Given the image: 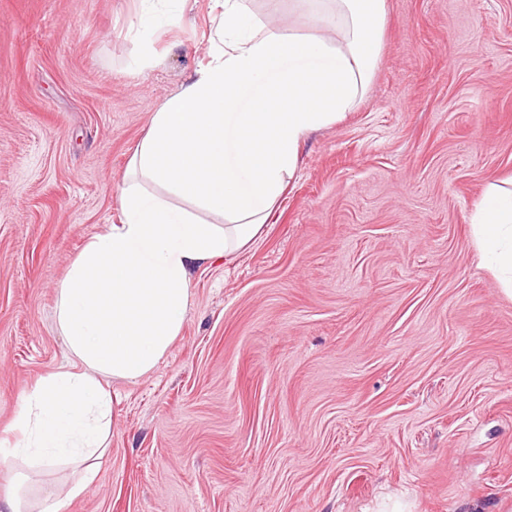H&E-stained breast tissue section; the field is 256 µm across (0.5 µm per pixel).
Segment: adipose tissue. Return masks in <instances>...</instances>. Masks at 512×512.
Listing matches in <instances>:
<instances>
[{"instance_id":"ef3b65f1","label":"adipose tissue","mask_w":512,"mask_h":512,"mask_svg":"<svg viewBox=\"0 0 512 512\" xmlns=\"http://www.w3.org/2000/svg\"><path fill=\"white\" fill-rule=\"evenodd\" d=\"M142 0L137 68L159 62L153 35L171 20ZM220 42L166 98L136 145L119 223L94 235L57 290L71 367L42 377L0 442L9 488L0 512H64L108 453V379L154 371L183 329L194 270L244 248L294 178L305 139L341 121L369 82L385 0H295L313 34L220 0ZM481 252L512 295V190L488 186L475 216Z\"/></svg>"}]
</instances>
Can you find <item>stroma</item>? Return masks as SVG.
<instances>
[{"mask_svg": "<svg viewBox=\"0 0 512 512\" xmlns=\"http://www.w3.org/2000/svg\"><path fill=\"white\" fill-rule=\"evenodd\" d=\"M312 33L293 0H247ZM139 0H0V440L68 365L56 289L118 223L160 102L207 61L184 0L136 70ZM346 117L261 233L194 271L183 331L110 381L109 452L65 512H512V296L472 217L512 177V0H386Z\"/></svg>", "mask_w": 512, "mask_h": 512, "instance_id": "obj_1", "label": "stroma"}]
</instances>
